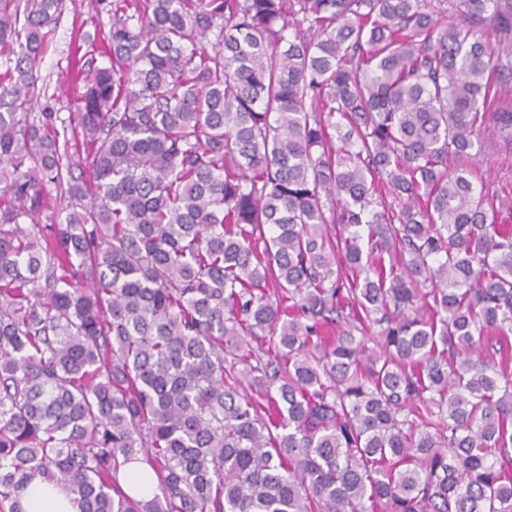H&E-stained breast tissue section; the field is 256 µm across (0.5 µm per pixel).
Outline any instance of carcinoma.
Wrapping results in <instances>:
<instances>
[{
    "label": "carcinoma",
    "mask_w": 512,
    "mask_h": 512,
    "mask_svg": "<svg viewBox=\"0 0 512 512\" xmlns=\"http://www.w3.org/2000/svg\"><path fill=\"white\" fill-rule=\"evenodd\" d=\"M60 7L0 0V512H512V0H111L59 127ZM469 179L478 187L501 198L512 199V155L494 152L489 147L483 149L479 157L473 160ZM146 469L145 465L140 462L133 460L129 462L123 470V475L125 479V485L129 484H137V491L135 494L138 497L142 498H150L156 492V479L152 471L149 470V478L146 481H140L141 474L144 473ZM23 505L26 512H76L66 492L53 484L29 487L25 492Z\"/></svg>",
    "instance_id": "obj_1"
}]
</instances>
